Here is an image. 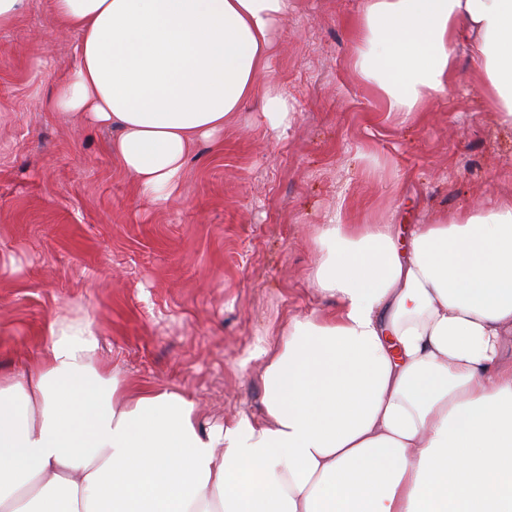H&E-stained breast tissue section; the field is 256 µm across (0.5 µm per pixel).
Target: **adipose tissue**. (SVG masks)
<instances>
[{"instance_id": "1", "label": "adipose tissue", "mask_w": 512, "mask_h": 512, "mask_svg": "<svg viewBox=\"0 0 512 512\" xmlns=\"http://www.w3.org/2000/svg\"><path fill=\"white\" fill-rule=\"evenodd\" d=\"M290 0H53L76 31L54 112L112 132L137 193L176 198L188 156L261 94ZM356 66L387 111L447 97L458 53L512 129V0H363ZM312 288L248 351L260 413L203 422L187 392L95 365L91 318L53 323L0 376V512H512V198L434 224L312 237Z\"/></svg>"}]
</instances>
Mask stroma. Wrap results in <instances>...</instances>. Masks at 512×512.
I'll use <instances>...</instances> for the list:
<instances>
[{
    "label": "stroma",
    "mask_w": 512,
    "mask_h": 512,
    "mask_svg": "<svg viewBox=\"0 0 512 512\" xmlns=\"http://www.w3.org/2000/svg\"><path fill=\"white\" fill-rule=\"evenodd\" d=\"M362 0H292L271 71L293 106L270 130L260 96L199 144L179 197L141 198L110 132L49 108L75 65L52 0L0 28V373L28 365L52 322L90 316L97 364L195 395L204 419L260 411L264 329L322 300L311 235L350 224H432L512 196V131L460 58L447 99L413 122L386 112L354 65Z\"/></svg>",
    "instance_id": "35a3bbf8"
}]
</instances>
